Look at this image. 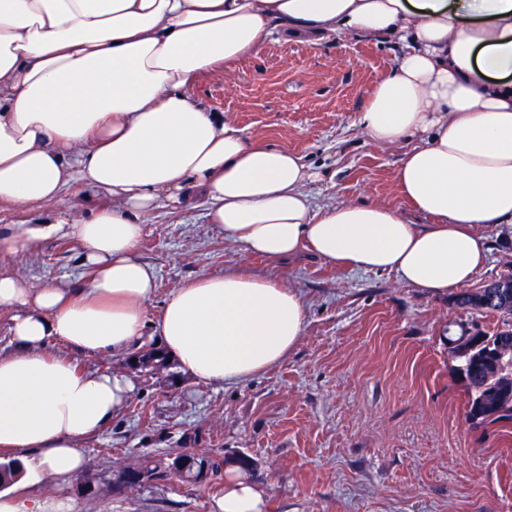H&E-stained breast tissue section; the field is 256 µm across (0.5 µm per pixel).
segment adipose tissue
Returning <instances> with one entry per match:
<instances>
[{"mask_svg": "<svg viewBox=\"0 0 512 512\" xmlns=\"http://www.w3.org/2000/svg\"><path fill=\"white\" fill-rule=\"evenodd\" d=\"M329 34L401 48L359 126L375 145L403 147L407 212L316 204L301 156L246 137L192 94L271 37ZM73 185L80 196L64 201ZM192 188L225 242L271 265L311 256L434 293L468 284L490 254L484 227L512 224V0H0V206L29 216L0 227L11 344L0 353V453L19 461L18 486L43 488L0 496V512H77L59 489L135 389L77 357L152 341L197 383L232 386L299 342L302 293L238 268L181 282L146 326L158 272L142 254V217ZM62 239L79 244L88 277L36 284L7 264ZM211 509L268 512V499L235 467Z\"/></svg>", "mask_w": 512, "mask_h": 512, "instance_id": "ef3b65f1", "label": "adipose tissue"}]
</instances>
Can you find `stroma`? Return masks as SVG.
<instances>
[{"mask_svg":"<svg viewBox=\"0 0 512 512\" xmlns=\"http://www.w3.org/2000/svg\"><path fill=\"white\" fill-rule=\"evenodd\" d=\"M398 49L351 34L315 43L268 41L233 78L215 74L194 91L244 134L285 146L310 165L319 203L377 200L403 207L400 151L363 136L368 90ZM191 193L143 218L142 252L158 272L156 313L173 288L201 272L241 268L283 276L305 297L308 320L297 347L243 385L204 386L177 363L143 371L129 358H79L132 375L126 410L83 445L84 471L65 489L78 512H210L223 474L176 477L130 490L123 469L145 459L195 453L224 464L247 456L267 488L270 512H512V423L472 428L468 395L455 372L449 326L486 333L498 314L456 307L453 292L398 284L393 274L347 272L306 259L289 270L226 246ZM491 254L470 289L512 274V227L487 228ZM25 277H77L81 250L68 240L13 260Z\"/></svg>","mask_w":512,"mask_h":512,"instance_id":"obj_1","label":"stroma"}]
</instances>
